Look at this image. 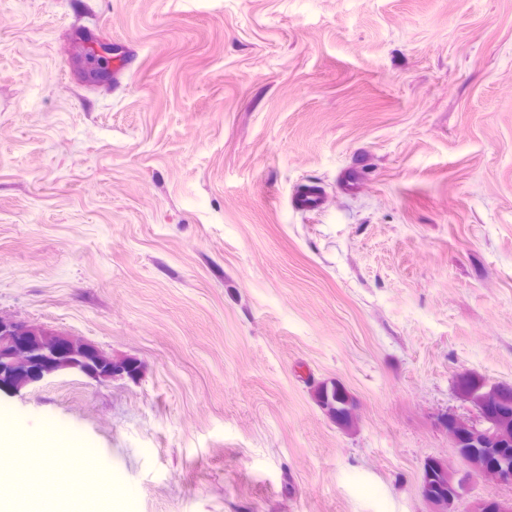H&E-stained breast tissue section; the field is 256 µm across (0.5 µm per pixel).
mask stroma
Segmentation results:
<instances>
[{"mask_svg": "<svg viewBox=\"0 0 512 512\" xmlns=\"http://www.w3.org/2000/svg\"><path fill=\"white\" fill-rule=\"evenodd\" d=\"M0 316L138 362L0 391V465L76 427L112 512L512 501L439 424L512 384V0H0ZM425 482L423 495L431 504L430 512H454L452 507L456 500L460 499L466 491L464 480L455 481L448 473V467L442 461L435 458H428L424 462ZM448 491H443L444 486ZM439 488V491H432V488Z\"/></svg>", "mask_w": 512, "mask_h": 512, "instance_id": "stroma-1", "label": "stroma"}]
</instances>
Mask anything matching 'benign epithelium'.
I'll use <instances>...</instances> for the list:
<instances>
[{
    "label": "benign epithelium",
    "instance_id": "obj_1",
    "mask_svg": "<svg viewBox=\"0 0 512 512\" xmlns=\"http://www.w3.org/2000/svg\"><path fill=\"white\" fill-rule=\"evenodd\" d=\"M0 360L7 370L0 390L19 391L63 371L82 373L99 382L124 373V363H117L93 344L82 339L48 331L0 316ZM460 397L476 411L474 420L452 412L441 417L458 455L468 464L470 474L492 486L512 485V420L497 418L501 404L512 398V385H490L475 393L459 390ZM320 408L337 424L351 428L354 422L336 418L327 400L326 385L315 390ZM423 495L431 512H453L452 507L466 491V482L455 480L442 461L424 462ZM471 512H512V502L494 495L478 500Z\"/></svg>",
    "mask_w": 512,
    "mask_h": 512
}]
</instances>
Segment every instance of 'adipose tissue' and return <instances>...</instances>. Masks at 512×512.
I'll use <instances>...</instances> for the list:
<instances>
[{
	"label": "adipose tissue",
	"mask_w": 512,
	"mask_h": 512,
	"mask_svg": "<svg viewBox=\"0 0 512 512\" xmlns=\"http://www.w3.org/2000/svg\"><path fill=\"white\" fill-rule=\"evenodd\" d=\"M21 430V441L17 446L12 474L0 480V501L11 503L28 498L34 478L53 482L57 476L52 471V458L62 452H74L81 448L82 438L71 428L48 425L39 439L38 447H31V437L27 433L25 421H17Z\"/></svg>",
	"instance_id": "ef3b65f1"
}]
</instances>
